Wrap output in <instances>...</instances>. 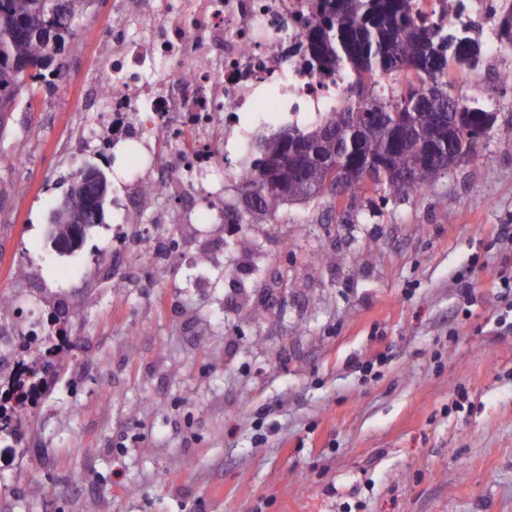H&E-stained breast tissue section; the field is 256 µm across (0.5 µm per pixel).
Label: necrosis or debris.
Here are the masks:
<instances>
[{
	"label": "necrosis or debris",
	"instance_id": "obj_1",
	"mask_svg": "<svg viewBox=\"0 0 512 512\" xmlns=\"http://www.w3.org/2000/svg\"><path fill=\"white\" fill-rule=\"evenodd\" d=\"M313 13L314 0H112L83 101L106 118L84 127L80 143L109 142L128 156L144 142L164 148L163 161L141 157L128 209L142 207L144 186L179 182L178 207L159 221H191L212 179L245 167L266 89L291 123L340 102L342 76L299 51Z\"/></svg>",
	"mask_w": 512,
	"mask_h": 512
}]
</instances>
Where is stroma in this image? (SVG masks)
Returning a JSON list of instances; mask_svg holds the SVG:
<instances>
[{
	"label": "stroma",
	"mask_w": 512,
	"mask_h": 512,
	"mask_svg": "<svg viewBox=\"0 0 512 512\" xmlns=\"http://www.w3.org/2000/svg\"><path fill=\"white\" fill-rule=\"evenodd\" d=\"M111 9L90 0L55 89L0 119V299L38 335L55 300L72 323L0 456V512H512V88L425 194L292 202L157 254L172 198L128 212L111 155L73 150ZM89 163L105 220L60 255L49 215Z\"/></svg>",
	"instance_id": "stroma-1"
}]
</instances>
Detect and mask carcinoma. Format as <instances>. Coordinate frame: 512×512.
Returning <instances> with one entry per match:
<instances>
[{"instance_id":"carcinoma-1","label":"carcinoma","mask_w":512,"mask_h":512,"mask_svg":"<svg viewBox=\"0 0 512 512\" xmlns=\"http://www.w3.org/2000/svg\"><path fill=\"white\" fill-rule=\"evenodd\" d=\"M84 0H0V110H9L22 91L35 84L54 86L57 57L65 46V35L80 16ZM414 0H317L316 18L305 33L303 49L311 61L341 72L347 87L342 106L323 113L311 125H282L260 135L253 144L249 170L236 175L245 208L235 209V223H249L251 212L278 218L287 200H314L329 193L355 195L363 189L360 180L326 181V176L306 143L322 129H335L336 141L320 147L323 154L336 153L356 171H370L373 189L385 195L427 190L448 172L447 165L426 161L428 149L448 158L450 145L440 138V127H448L454 114H463L460 134L476 152L486 135V110L478 99L461 103L448 86V64L474 69L481 55L461 57L460 45L481 48L466 25L451 30L415 12ZM493 16L501 49L512 52V38L505 39V25L512 17V0H496ZM407 70L413 78L405 90L377 97L364 89V75L391 80ZM384 167H379V164ZM97 190L67 194L56 204L54 237L70 248L82 245L86 231L70 220L100 224L108 181L99 173ZM27 375L0 391V439L18 437L23 419L18 402L33 400L50 388L56 362L55 349L29 339L26 345Z\"/></svg>"}]
</instances>
